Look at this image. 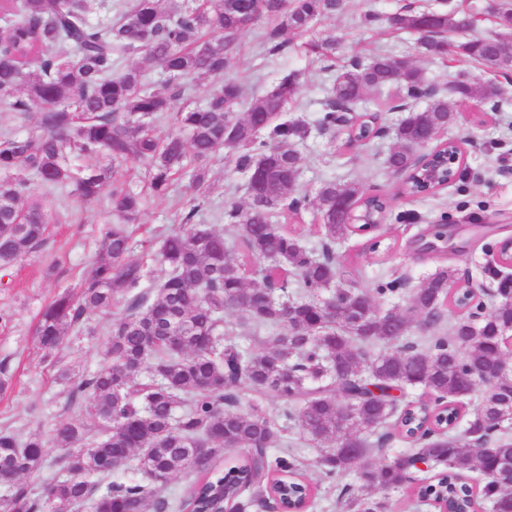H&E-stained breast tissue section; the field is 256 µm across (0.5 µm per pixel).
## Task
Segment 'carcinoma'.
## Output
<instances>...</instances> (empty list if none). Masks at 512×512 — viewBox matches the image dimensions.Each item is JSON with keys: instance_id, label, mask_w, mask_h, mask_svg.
Here are the masks:
<instances>
[{"instance_id": "cac0c4a2", "label": "carcinoma", "mask_w": 512, "mask_h": 512, "mask_svg": "<svg viewBox=\"0 0 512 512\" xmlns=\"http://www.w3.org/2000/svg\"><path fill=\"white\" fill-rule=\"evenodd\" d=\"M164 0H117L111 16L89 18V0H0V104L25 114L39 107L37 134L0 133V275L40 251L49 239V217L36 188L67 190L86 204L102 199L116 222L99 231V258L76 291L49 303L36 330L44 361L58 364L68 337L95 329L105 317L107 347L89 372L58 370L70 402L86 418L56 426L50 435L21 426L0 428V512H249L280 492L297 501L315 495L302 479L304 459L290 448L275 455L281 429L259 406L237 410L251 391L291 403L284 417L320 449L315 464L327 476L359 475L357 493L336 505L344 512H388L374 490L406 488L418 505H429L445 484L448 507L456 512H512V485L494 474L512 464V363L503 329L512 323V279L504 278L496 301L480 320L471 319V285L454 287L452 273L439 270L411 295V312L423 317L382 314L368 291L340 287L334 246L383 222L388 201L371 197L358 183L323 182L316 194L321 250L306 249L301 233L288 225L306 197L296 182L304 164L295 145L310 136L299 120L278 121L298 89L299 74L279 79L269 92L238 114L244 90L224 77L238 39L263 19L269 55L288 56L297 45L288 32L305 34L336 12L340 0H183L167 9ZM421 11L386 18L394 31H419ZM500 31L456 45V53L489 72L512 69V5L503 4ZM472 21L435 12L434 31L420 43L429 57L448 56V35ZM141 55L164 77L165 92L153 90L146 75L122 67ZM388 52L354 59L326 89L321 125H336V105L353 112H379L368 95L393 91L409 97L425 85L416 65L398 69ZM211 85L206 102L178 113V130L155 134V122L171 111L189 83ZM457 93L481 104L488 82L462 80ZM456 121L448 100L432 94L422 108L392 129L388 168L415 164L410 147ZM464 141L428 149L429 165H446ZM235 155L246 175L249 202L224 204L215 218L219 230L200 220L214 190L208 165L223 151ZM186 181L195 196L179 212L183 231L164 235L159 268L131 259L133 226L147 196H165ZM443 182H428L418 171L399 194L434 195ZM339 195L357 202L353 223L329 214ZM261 283L250 285L257 262ZM329 291L342 312L326 313L317 294ZM122 305L118 313L112 308ZM458 312L448 332L419 348L417 327L436 329L443 307ZM238 313L252 336L274 333L272 346L254 351L226 340L224 315ZM148 374L140 383L138 376ZM422 388L430 401L410 398ZM479 403L463 412L460 398ZM465 423L463 433L457 432ZM362 448L352 460L341 452L348 433ZM401 437L412 454L449 463L445 478L418 475L404 462L377 463L386 443ZM71 451L62 473L43 495L25 480L44 464L47 443ZM125 452V465L152 479L143 485L114 481L112 459ZM487 476L476 489L470 474ZM199 476L182 499L166 494L164 479Z\"/></svg>"}]
</instances>
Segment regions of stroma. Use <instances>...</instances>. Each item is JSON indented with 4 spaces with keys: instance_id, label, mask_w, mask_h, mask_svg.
<instances>
[{
    "instance_id": "obj_1",
    "label": "stroma",
    "mask_w": 512,
    "mask_h": 512,
    "mask_svg": "<svg viewBox=\"0 0 512 512\" xmlns=\"http://www.w3.org/2000/svg\"><path fill=\"white\" fill-rule=\"evenodd\" d=\"M428 6L475 19V27L466 32L470 38L499 29L486 9V0H342L341 8L322 18L310 33L313 40L334 43L333 51L310 57L266 56L259 44L260 30L254 27L240 39L227 71L249 98L271 90L282 76L299 73L297 96L287 116L304 120L313 131L297 146L304 158L298 189L313 195L323 181L333 178L341 183L358 182L366 192L390 199L386 222L373 232L388 246V253H364L366 238L355 235L337 246L336 255L341 278L348 286L370 291L379 283L400 280L401 294L376 296L375 303L380 311L404 315L414 289L442 267L452 270L457 283L471 282L480 299L491 303L498 279L488 268L497 260L500 242L512 237V70L494 77L501 89L497 107L462 101L453 87L463 79L484 77L480 64L460 56L445 62L426 57L414 34L397 35L385 28V16L406 7L420 11ZM368 13L379 15V22L366 23ZM379 50L410 57L428 85L447 97L458 114L456 124L439 137L466 140L467 165L461 178L435 196L411 201L399 195L401 176L385 164L394 145L391 136L347 149L342 132L316 128L323 87L333 68ZM192 195L190 187L180 184L168 196L148 199L135 233L134 257L158 251L161 232L174 228L180 201ZM42 197L52 217L49 240L40 252L19 262L11 271L8 287L0 288V309L13 314L12 321L0 327V360L8 361L12 370L6 391L0 393V426L15 422L47 435L58 423L82 418L83 412L69 406L65 386L55 381L53 370L43 361L35 336L39 314L56 294L73 289L93 265L99 230L111 223L112 216L103 206L87 207L76 197L57 191L43 192ZM436 224L448 227L446 252L417 251L415 240ZM104 349V334L73 336L60 350V361L68 368L90 371L99 364ZM286 439L299 448L308 464L306 475L318 486L310 512H336L341 488L358 486L356 473L325 478L314 465L318 449L295 428L289 429Z\"/></svg>"
}]
</instances>
